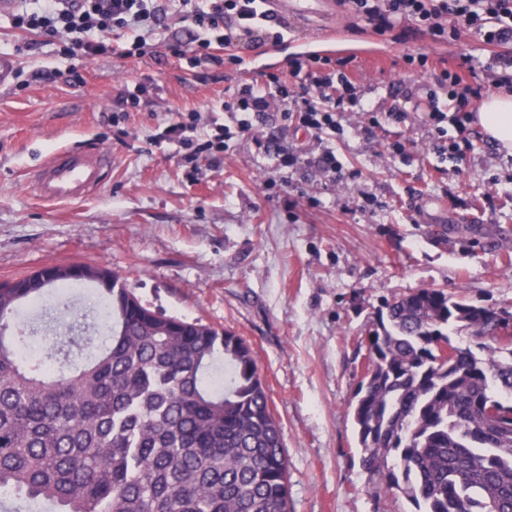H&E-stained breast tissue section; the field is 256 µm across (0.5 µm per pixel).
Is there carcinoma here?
<instances>
[{"instance_id":"cac0c4a2","label":"carcinoma","mask_w":512,"mask_h":512,"mask_svg":"<svg viewBox=\"0 0 512 512\" xmlns=\"http://www.w3.org/2000/svg\"><path fill=\"white\" fill-rule=\"evenodd\" d=\"M72 263L0 288V498L8 512H288V459L250 347L165 317L116 276L92 280L105 343L51 373L19 356L42 325L19 307L84 283ZM465 331L479 352L452 342ZM500 319L443 288L386 301L365 342L372 371L351 403L361 465L415 512H512V344ZM454 350L444 360L443 346ZM498 403L511 421L483 419Z\"/></svg>"}]
</instances>
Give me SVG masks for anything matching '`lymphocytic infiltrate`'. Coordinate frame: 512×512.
Here are the masks:
<instances>
[{
  "label": "lymphocytic infiltrate",
  "mask_w": 512,
  "mask_h": 512,
  "mask_svg": "<svg viewBox=\"0 0 512 512\" xmlns=\"http://www.w3.org/2000/svg\"><path fill=\"white\" fill-rule=\"evenodd\" d=\"M375 31L407 25L436 43L460 40L465 32L481 36L492 47V62L501 68V82L512 79V0H338ZM266 0H41L39 8L12 14L14 27L53 39L66 36L65 56L92 60L112 53L141 57L142 32L164 28L174 19L188 34L190 48L179 57L188 69L202 63L239 65L242 41L254 45L279 43L288 36V25L270 16ZM133 34L124 43L125 34ZM275 83L276 95L265 91ZM439 86L448 91L453 121L465 132L471 119V103L478 91L459 72L441 69ZM359 85L345 58L318 55L295 57L288 77L269 75L224 92L221 111L235 117V126L218 124L197 136L195 113H178L158 134V142H175L198 163L203 153L226 150L228 140L240 134L250 137L259 153L273 157L278 169L304 165L320 170L328 181H337L342 167L333 151L318 154L288 149L284 144L254 131V119L269 113L282 120H298L312 136L343 134L336 116L344 107H361Z\"/></svg>",
  "instance_id": "f902f5d3"
}]
</instances>
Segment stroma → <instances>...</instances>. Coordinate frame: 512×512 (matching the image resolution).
<instances>
[{"label": "stroma", "instance_id": "stroma-1", "mask_svg": "<svg viewBox=\"0 0 512 512\" xmlns=\"http://www.w3.org/2000/svg\"><path fill=\"white\" fill-rule=\"evenodd\" d=\"M35 6L0 8V52L22 73L0 90V281L45 265H102L150 310L240 336L282 427L289 512H410L400 493L377 496L360 465L349 408L367 355L358 340L385 300L415 288L512 309V268L500 257L512 245V156L474 126L460 158L440 154L420 113L432 100L446 107V95L434 70L406 72L403 56L454 65L466 51L489 89L490 48L476 34L459 46L377 33L337 10L333 54L352 58L367 106L340 112L344 133L325 144L344 177L330 185L302 165L285 173L286 188L267 189L275 160L248 137L195 170L177 145L153 140L178 112L227 122L212 106L249 82L256 49L243 50V66L193 72L163 34L147 36L139 59L64 57L11 26L13 11ZM72 66L82 85L65 77ZM146 77L153 83L118 133L115 98ZM395 105L405 121L385 119ZM398 142L405 151L392 153ZM90 146L112 157L104 185L69 204L41 202L31 171L59 149Z\"/></svg>", "mask_w": 512, "mask_h": 512}]
</instances>
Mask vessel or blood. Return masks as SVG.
<instances>
[{
	"instance_id": "obj_1",
	"label": "vessel or blood",
	"mask_w": 512,
	"mask_h": 512,
	"mask_svg": "<svg viewBox=\"0 0 512 512\" xmlns=\"http://www.w3.org/2000/svg\"><path fill=\"white\" fill-rule=\"evenodd\" d=\"M308 0H267L266 7L285 22L305 23L313 30L333 33L336 0H316L317 9L307 6ZM104 151H57L50 154L33 176L38 195L48 202H65L82 197L100 188L105 169Z\"/></svg>"
}]
</instances>
